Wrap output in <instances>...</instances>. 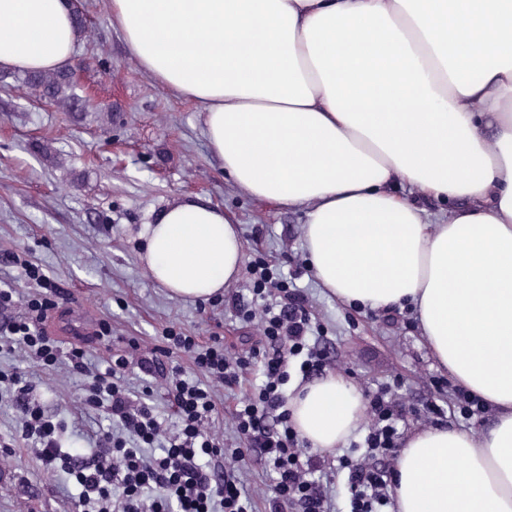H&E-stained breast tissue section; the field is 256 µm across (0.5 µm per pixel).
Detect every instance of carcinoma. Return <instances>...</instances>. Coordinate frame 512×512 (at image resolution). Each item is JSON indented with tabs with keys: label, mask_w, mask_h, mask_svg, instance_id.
<instances>
[{
	"label": "carcinoma",
	"mask_w": 512,
	"mask_h": 512,
	"mask_svg": "<svg viewBox=\"0 0 512 512\" xmlns=\"http://www.w3.org/2000/svg\"><path fill=\"white\" fill-rule=\"evenodd\" d=\"M13 81L26 88L34 97L48 100L68 112L87 111L83 97L76 92L74 73L69 67L48 72H28L19 77L6 73L0 74L1 88L11 87Z\"/></svg>",
	"instance_id": "carcinoma-1"
}]
</instances>
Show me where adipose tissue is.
Listing matches in <instances>:
<instances>
[{
	"mask_svg": "<svg viewBox=\"0 0 512 512\" xmlns=\"http://www.w3.org/2000/svg\"><path fill=\"white\" fill-rule=\"evenodd\" d=\"M111 15L138 66L196 104L236 187L306 208L319 285L413 306L438 365L494 410L479 435L409 433L395 512H512V0H111ZM79 42L70 0H0V70L69 67ZM428 200L445 204L440 222ZM142 238L174 297L239 277L241 237L219 207L174 201ZM288 410L330 451L364 405L330 374Z\"/></svg>",
	"mask_w": 512,
	"mask_h": 512,
	"instance_id": "ef3b65f1",
	"label": "adipose tissue"
}]
</instances>
